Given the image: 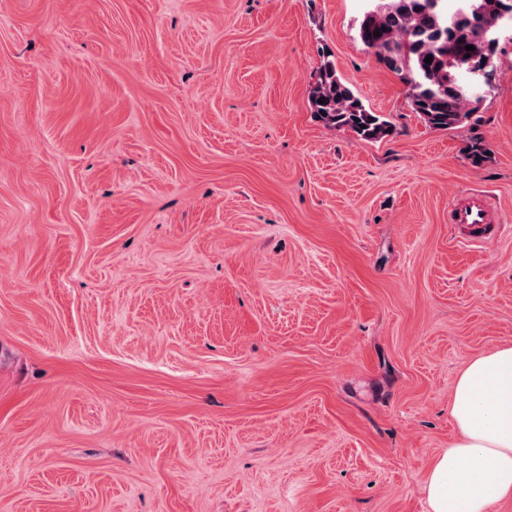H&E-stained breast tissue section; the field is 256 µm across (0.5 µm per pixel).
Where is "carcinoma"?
<instances>
[{
  "mask_svg": "<svg viewBox=\"0 0 512 512\" xmlns=\"http://www.w3.org/2000/svg\"><path fill=\"white\" fill-rule=\"evenodd\" d=\"M481 27L495 28L502 11L512 10V0H479ZM427 8L425 0H387L376 12L363 14L357 33L379 61L395 73L408 88L413 112L433 129L469 127L464 152L473 166L488 159V149L479 133L481 100L470 95L474 72L483 71L482 83L492 86L496 50L479 42V29L467 25L441 35L444 21L453 18ZM380 35H374V32ZM472 45L469 52L465 46ZM433 57L432 63L425 58ZM487 63H482V60ZM310 109L325 126L347 129L366 141H379L393 133L391 123L380 113L363 104L338 75L335 64L324 56L315 81L309 89Z\"/></svg>",
  "mask_w": 512,
  "mask_h": 512,
  "instance_id": "carcinoma-1",
  "label": "carcinoma"
}]
</instances>
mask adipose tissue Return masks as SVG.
I'll list each match as a JSON object with an SVG mask.
<instances>
[{
  "instance_id": "ef3b65f1",
  "label": "adipose tissue",
  "mask_w": 512,
  "mask_h": 512,
  "mask_svg": "<svg viewBox=\"0 0 512 512\" xmlns=\"http://www.w3.org/2000/svg\"><path fill=\"white\" fill-rule=\"evenodd\" d=\"M448 413L458 436L430 464L428 512H491L512 499V345L468 363Z\"/></svg>"
}]
</instances>
